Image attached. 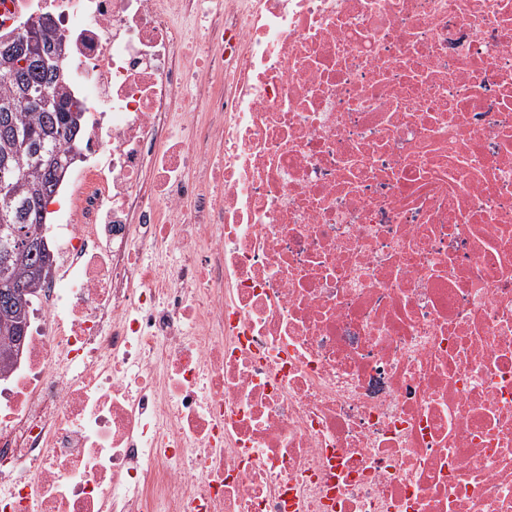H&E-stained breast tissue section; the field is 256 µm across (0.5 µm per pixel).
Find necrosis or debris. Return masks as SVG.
Instances as JSON below:
<instances>
[{
	"instance_id": "4bbe7bcc",
	"label": "necrosis or debris",
	"mask_w": 512,
	"mask_h": 512,
	"mask_svg": "<svg viewBox=\"0 0 512 512\" xmlns=\"http://www.w3.org/2000/svg\"><path fill=\"white\" fill-rule=\"evenodd\" d=\"M36 8L87 122L0 512H512V0H0V31Z\"/></svg>"
}]
</instances>
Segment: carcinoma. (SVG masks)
I'll return each instance as SVG.
<instances>
[{
    "label": "carcinoma",
    "instance_id": "cac0c4a2",
    "mask_svg": "<svg viewBox=\"0 0 512 512\" xmlns=\"http://www.w3.org/2000/svg\"><path fill=\"white\" fill-rule=\"evenodd\" d=\"M38 45L58 50L62 37L48 26ZM68 68L64 64L58 74L36 59L15 68L0 61V157L10 159L9 168L0 167V181L12 185L11 194H0V215L8 217V222L0 221V296L12 293L8 304L0 303V364L16 337L28 336L21 332V325H29L27 300L42 287L48 272L38 251L15 232L46 223V205L57 186L47 171L49 160L55 159L61 170L70 162L67 145L77 138L70 115H84V107L73 93ZM42 86L50 88L61 109L30 108L20 102L23 88Z\"/></svg>",
    "mask_w": 512,
    "mask_h": 512
}]
</instances>
